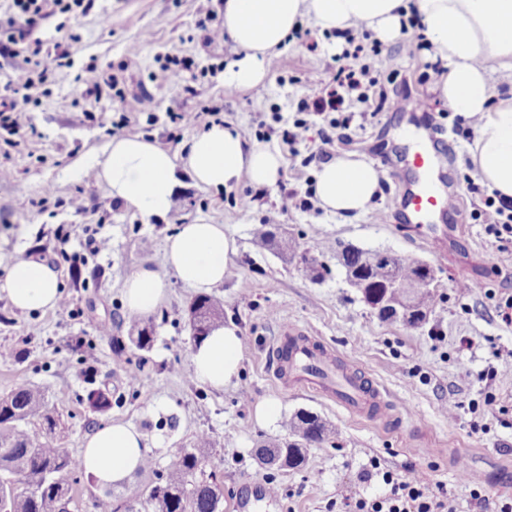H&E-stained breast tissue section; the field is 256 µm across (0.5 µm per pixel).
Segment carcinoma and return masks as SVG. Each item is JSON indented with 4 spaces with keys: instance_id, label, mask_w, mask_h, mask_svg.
<instances>
[{
    "instance_id": "1",
    "label": "carcinoma",
    "mask_w": 512,
    "mask_h": 512,
    "mask_svg": "<svg viewBox=\"0 0 512 512\" xmlns=\"http://www.w3.org/2000/svg\"><path fill=\"white\" fill-rule=\"evenodd\" d=\"M253 243L260 250L301 256L306 275L316 281L328 272L325 264L308 251L298 252L296 240L265 226L256 229ZM350 287L362 294L384 292L390 277L413 281L429 276L422 262L404 255L389 256L386 251L342 249ZM439 300L436 286L424 288L403 298L398 293L378 307V317L385 321L402 319L412 326L426 322ZM192 339L200 342L205 334L224 325V305L211 297L195 299L189 307ZM153 328L138 322L132 325L128 340L139 350L153 343ZM87 407L98 413L120 406L123 396L114 395L97 385L96 376L85 369ZM60 416L51 408L43 392L28 383H18L0 394V512H65L63 505L75 503V488L79 463L70 453L54 444ZM288 437L275 440L256 449V458L268 468L297 469L304 465V448L311 443L322 444L332 430L320 416L298 410L285 421ZM211 447L206 433L198 436L192 448H179L169 458L165 468L156 470L151 462L144 468L156 481L143 489L138 499L127 500L107 490L104 496L93 497L95 512H217L224 505V491L216 474L206 472L205 449Z\"/></svg>"
}]
</instances>
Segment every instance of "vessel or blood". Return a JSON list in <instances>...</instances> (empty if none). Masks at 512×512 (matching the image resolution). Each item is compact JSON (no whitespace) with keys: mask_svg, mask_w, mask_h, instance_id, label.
Returning <instances> with one entry per match:
<instances>
[{"mask_svg":"<svg viewBox=\"0 0 512 512\" xmlns=\"http://www.w3.org/2000/svg\"><path fill=\"white\" fill-rule=\"evenodd\" d=\"M411 136L414 150L408 155L406 166L413 174L415 187L402 197L404 216L407 223L423 229L426 242L441 250L447 243L450 228L438 226L435 217L448 210L449 200L434 174L448 163L450 141L443 131L421 123L416 124ZM281 333L300 339L293 354L297 378L334 392L351 415L372 422L394 419L392 404L368 378L351 372L323 373L327 354L317 337L293 324L285 325Z\"/></svg>","mask_w":512,"mask_h":512,"instance_id":"vessel-or-blood-1","label":"vessel or blood"}]
</instances>
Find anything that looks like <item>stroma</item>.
Listing matches in <instances>:
<instances>
[{
    "label": "stroma",
    "mask_w": 512,
    "mask_h": 512,
    "mask_svg": "<svg viewBox=\"0 0 512 512\" xmlns=\"http://www.w3.org/2000/svg\"><path fill=\"white\" fill-rule=\"evenodd\" d=\"M221 9V0H97L88 14L67 19L64 31L55 32L51 21L39 30L44 39L57 33L68 39L73 64L59 71L50 93L31 108L36 135L12 148L0 141V279L21 255L48 259L69 308L27 313L0 296V351L6 353L0 358V393L21 381L40 387L60 415L57 443L76 458L88 435L118 421L144 436L160 467L173 451L192 447L198 434L207 433L213 443L208 468L224 485V512H238L254 481L276 488L279 512H336L344 499L384 494L383 472L410 468L430 486H444L455 512H478L471 497L474 476L491 495L512 497V323L500 315L502 301L512 296V246L500 248L472 217L481 201L465 190V179L473 174L471 141H455L447 173L465 235L451 240L442 254L422 242L395 203L394 179L411 142L404 114L390 104L379 112H356L332 145L321 142L323 117H311L306 133L311 148L325 147L332 157L358 153L380 172V189L367 211L341 217L316 204L281 212L284 194L313 190L322 162L306 166L291 156L277 136L279 124L293 121L300 98L320 94L345 44L313 29L317 52L294 41L281 45L278 70L268 71L256 87L229 93L224 68L235 57L232 40L207 45L195 28L199 14ZM171 51L207 66V75L194 81L186 73L163 72L159 57ZM432 59L431 51L417 49L406 34L383 44L381 54L366 62L383 78L400 69L407 80L387 85L389 97L411 94L437 120L449 105L435 91L439 76L427 67ZM123 61L131 67L120 89L130 94L146 88L155 102L153 111L131 115L124 135L183 153L209 121L177 131L167 121L168 109L196 112L219 104L226 127L247 143L278 149L277 185L260 189L245 207L240 198L248 181L219 192L189 182L165 221L145 224L101 183L74 178L73 169L109 141L113 115L111 100L82 102L75 77L87 63L103 67ZM189 83L195 94L184 93ZM383 213L390 215L389 223L380 222ZM199 220L224 225L238 245L223 285L211 292L224 303L225 323L234 324L242 339L239 374L220 392L191 373L194 343L186 310L198 293L164 260L167 238L179 225ZM266 222L285 229L330 267V275L313 282L296 260L256 250L253 232ZM60 228L69 234L67 243L55 239ZM99 238L108 239V250L95 251ZM339 242L429 262L441 298L427 323L412 328L381 320L346 283L332 251ZM143 266L167 281V298L146 317L154 329L151 348H132L121 358L112 339L128 334L123 285ZM283 322L307 329L372 378L394 406L396 420L372 424L302 385L275 384L268 348ZM104 323L111 325V335L100 334ZM84 343L92 347L98 380L108 381L112 392L134 393V400L105 413L89 410L79 374ZM130 358L145 361L135 384L125 375ZM451 401L462 405L454 420L443 411ZM265 402L278 406V420L258 419L257 408ZM472 402L479 405L474 414L468 410ZM301 409L335 427V442L307 447L303 468H263L256 448L285 437L284 419Z\"/></svg>",
    "instance_id": "obj_1"
}]
</instances>
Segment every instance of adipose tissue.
Here are the masks:
<instances>
[{
    "instance_id": "1",
    "label": "adipose tissue",
    "mask_w": 512,
    "mask_h": 512,
    "mask_svg": "<svg viewBox=\"0 0 512 512\" xmlns=\"http://www.w3.org/2000/svg\"><path fill=\"white\" fill-rule=\"evenodd\" d=\"M406 0H224V28L238 57L228 62L224 84L233 89L257 86L273 57L300 18L324 31L365 25L381 40H394L401 29L399 11ZM423 34L447 71L436 84L440 98L456 112L478 116L470 150L481 181L500 197L512 200V97L489 105L490 77L500 72L512 78V0H416ZM280 154L263 145H247L239 133L214 124L196 134L186 156H179L143 138L116 137L74 171H94L112 198L144 219L165 217L183 177L195 185L219 190L248 180L257 187L280 178ZM379 172L357 153L344 152L323 163L316 176L315 195L333 214L367 211L379 186ZM237 250L223 225H180L169 237L166 262L185 284L208 293L224 281ZM58 271L47 260L21 258L0 282V293L24 312L57 306ZM167 284L147 267L124 283L129 313L147 315L163 302ZM242 341L232 326L216 328L190 356L194 378L220 390L237 378ZM148 451L139 432L115 422L88 436L81 457L97 484L128 482Z\"/></svg>"
}]
</instances>
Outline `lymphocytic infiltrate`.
<instances>
[{
    "mask_svg": "<svg viewBox=\"0 0 512 512\" xmlns=\"http://www.w3.org/2000/svg\"><path fill=\"white\" fill-rule=\"evenodd\" d=\"M93 7L94 0H0V14L6 19L5 27L0 29V57L11 59L21 71L10 95L0 96V132L21 137L31 130L28 107L37 103V90L49 89L56 83L59 70L71 64L69 51L59 41L36 38L34 30L52 18L77 11L85 14ZM341 36L351 48L344 51L345 62L334 70L325 95L300 99L296 106L298 119L279 130L281 142L290 152H297L307 140V113L327 116L329 131L322 142L329 145L333 142V131L347 128L351 121L347 114L349 103L356 102L378 112L387 101L370 65L355 63L362 54L378 52L379 42L357 41L349 29L342 31ZM468 189L483 200L476 217L485 224L487 232L498 240L512 238V203L496 201L473 182ZM383 480L388 492L356 500L355 512H454L447 493L430 489L418 472L387 473Z\"/></svg>",
    "mask_w": 512,
    "mask_h": 512,
    "instance_id": "obj_1",
    "label": "lymphocytic infiltrate"
}]
</instances>
